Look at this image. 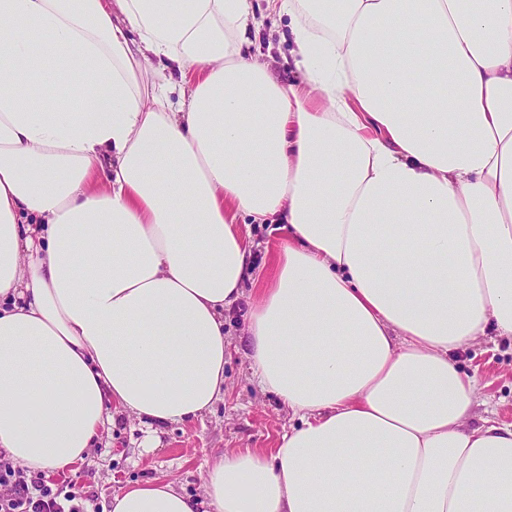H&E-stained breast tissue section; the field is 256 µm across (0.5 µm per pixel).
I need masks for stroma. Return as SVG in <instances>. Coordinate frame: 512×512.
Listing matches in <instances>:
<instances>
[{"label":"stroma","instance_id":"stroma-1","mask_svg":"<svg viewBox=\"0 0 512 512\" xmlns=\"http://www.w3.org/2000/svg\"><path fill=\"white\" fill-rule=\"evenodd\" d=\"M287 26L261 28L262 58L278 78H298L290 55ZM248 303L224 316V333L232 343L224 364L225 396L210 412L185 424L161 427L156 447H143L142 425L117 415L116 424L94 448L92 461L76 471L46 480L52 488L75 486L91 500L96 512H108L114 492L130 482L160 476L175 480L178 489L204 495V477L213 456L231 448H273L288 418L273 394L253 381L243 340ZM467 373L476 375L473 422L492 417L512 423V340L478 341L459 355Z\"/></svg>","mask_w":512,"mask_h":512}]
</instances>
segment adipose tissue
<instances>
[{
	"instance_id": "obj_1",
	"label": "adipose tissue",
	"mask_w": 512,
	"mask_h": 512,
	"mask_svg": "<svg viewBox=\"0 0 512 512\" xmlns=\"http://www.w3.org/2000/svg\"><path fill=\"white\" fill-rule=\"evenodd\" d=\"M0 0V451L223 399L224 314L297 427L111 512H512V424L454 358L512 338V0ZM153 79L142 84L145 66ZM47 86L69 107L38 105ZM281 224L260 287L239 222ZM254 283L246 292V283ZM253 7L258 21H262L264 25L261 28V55L266 62L269 70L277 77L288 80L292 78L298 79L299 72L294 66V62L290 55V42H288L287 20L283 19L280 28L270 31L268 20L262 17L265 8V0H253ZM270 44V46H269Z\"/></svg>"
}]
</instances>
